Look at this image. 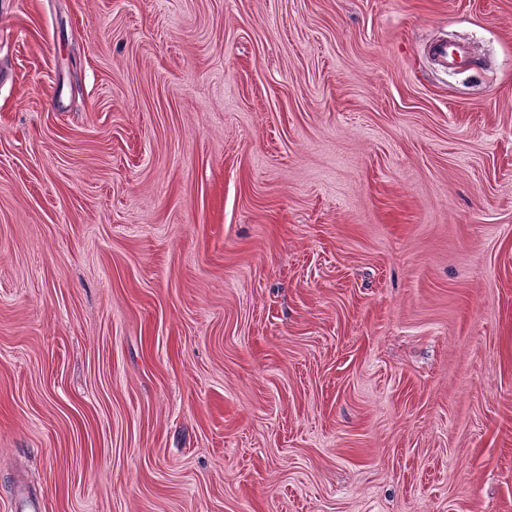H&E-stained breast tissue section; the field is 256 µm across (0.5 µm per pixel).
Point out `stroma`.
<instances>
[{
    "instance_id": "1",
    "label": "stroma",
    "mask_w": 512,
    "mask_h": 512,
    "mask_svg": "<svg viewBox=\"0 0 512 512\" xmlns=\"http://www.w3.org/2000/svg\"><path fill=\"white\" fill-rule=\"evenodd\" d=\"M26 496L512 512V0H0Z\"/></svg>"
}]
</instances>
